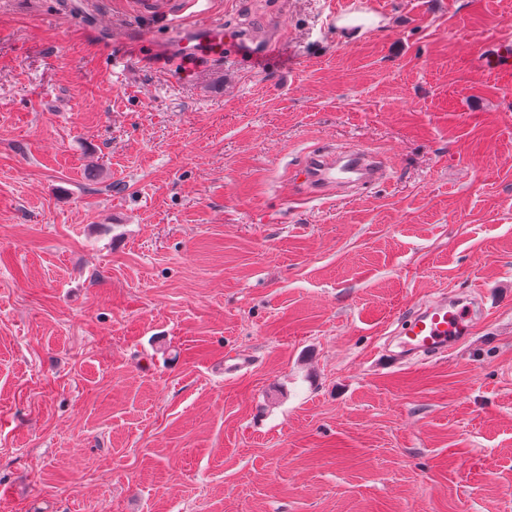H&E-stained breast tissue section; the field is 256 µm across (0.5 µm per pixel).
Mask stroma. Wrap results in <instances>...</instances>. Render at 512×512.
<instances>
[{
    "label": "stroma",
    "mask_w": 512,
    "mask_h": 512,
    "mask_svg": "<svg viewBox=\"0 0 512 512\" xmlns=\"http://www.w3.org/2000/svg\"><path fill=\"white\" fill-rule=\"evenodd\" d=\"M74 6L0 0V512H512V0H211L288 38L188 85ZM332 143L389 178L288 189ZM510 41H489L484 43L479 51L480 62L487 67L503 68L502 58L507 56ZM475 310L456 293L421 305L398 334L396 359H427L446 353L469 336Z\"/></svg>",
    "instance_id": "stroma-1"
}]
</instances>
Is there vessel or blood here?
I'll return each mask as SVG.
<instances>
[{"mask_svg": "<svg viewBox=\"0 0 512 512\" xmlns=\"http://www.w3.org/2000/svg\"><path fill=\"white\" fill-rule=\"evenodd\" d=\"M184 0H138L142 15L150 20L172 25L174 37L157 48L152 61L163 64L169 77L179 84L193 82L201 69L223 67L233 60L237 67L250 72L274 68L278 38L253 30L225 27L223 21L204 18L197 24L176 25L175 19ZM512 45L489 41L479 51L484 66L501 68V60ZM296 177L310 197L322 198L327 190L353 183L376 180L375 172L364 165L358 154L336 157L311 153L296 169ZM475 310L472 303L453 293H444L421 305L409 317L398 337L397 359H427L446 353L469 336Z\"/></svg>", "mask_w": 512, "mask_h": 512, "instance_id": "1", "label": "vessel or blood"}]
</instances>
